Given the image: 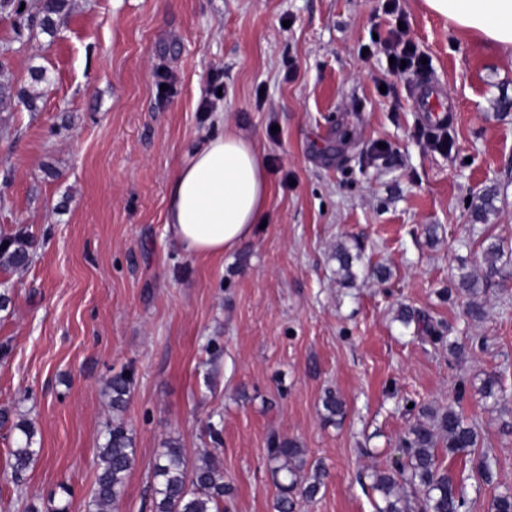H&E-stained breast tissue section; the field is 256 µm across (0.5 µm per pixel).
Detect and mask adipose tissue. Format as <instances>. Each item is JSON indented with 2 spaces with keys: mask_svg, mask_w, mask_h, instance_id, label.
Segmentation results:
<instances>
[{
  "mask_svg": "<svg viewBox=\"0 0 512 512\" xmlns=\"http://www.w3.org/2000/svg\"><path fill=\"white\" fill-rule=\"evenodd\" d=\"M455 28L512 49V0H424ZM271 182L253 138L228 125L188 150L169 180L165 230L192 256L213 257L254 237Z\"/></svg>",
  "mask_w": 512,
  "mask_h": 512,
  "instance_id": "adipose-tissue-1",
  "label": "adipose tissue"
}]
</instances>
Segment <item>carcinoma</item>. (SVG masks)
Instances as JSON below:
<instances>
[{
  "label": "carcinoma",
  "instance_id": "1",
  "mask_svg": "<svg viewBox=\"0 0 512 512\" xmlns=\"http://www.w3.org/2000/svg\"><path fill=\"white\" fill-rule=\"evenodd\" d=\"M65 2L67 0H0V13L12 20L15 39L19 40L37 18L44 32L54 33L53 16L61 12ZM15 98L28 109H37L38 95L15 93L9 81L1 80L0 104L10 103ZM361 251L362 246L357 241L351 245L346 242L336 245V275L341 282L356 278L353 267L361 260ZM502 255L499 243L492 241L486 245L483 249L485 276L500 272L497 262ZM33 257L34 243L27 235L16 233L0 238L1 265L24 270ZM459 291L466 297L464 316L473 321L483 319L486 310L478 301L479 278L461 277ZM398 318L406 326L418 322L425 342L433 346L444 342V336L431 319L417 317L407 307L401 308ZM131 386L132 376L126 371L113 375L107 384L112 426L106 430L104 443L98 448L100 464L87 502L88 512H113L135 466L134 436L122 416ZM322 407L323 418L328 422H340L345 417V402L331 389L324 392ZM12 428L17 436L10 450V475L11 481L19 486L40 449L36 448L35 427L24 415H17ZM440 445L446 448L448 455L454 456L477 446V432L465 424L451 406L441 409L419 407L418 416L400 441V465L392 469L374 468L365 474L371 489L378 493L382 502L377 512H466V485L456 481L454 475L442 466L436 452ZM266 463L277 490L276 512H297L300 502L314 499L326 484L325 467L320 463L307 465L306 450L275 431L267 438ZM473 465L481 482L491 483L493 467L489 453L478 457ZM150 477L152 512H224V497L230 494V486L224 482V467L219 456L212 452L191 465L177 442L169 441L158 452Z\"/></svg>",
  "mask_w": 512,
  "mask_h": 512
}]
</instances>
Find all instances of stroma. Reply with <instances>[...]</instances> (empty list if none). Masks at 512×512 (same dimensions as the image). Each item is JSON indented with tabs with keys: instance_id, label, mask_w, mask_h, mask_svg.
<instances>
[{
	"instance_id": "35a3bbf8",
	"label": "stroma",
	"mask_w": 512,
	"mask_h": 512,
	"mask_svg": "<svg viewBox=\"0 0 512 512\" xmlns=\"http://www.w3.org/2000/svg\"><path fill=\"white\" fill-rule=\"evenodd\" d=\"M448 110L452 152L425 144L415 77L380 50L383 0H68L56 33L15 40L0 14L4 73L38 93L0 109V234L35 243L26 270L0 266V408L25 414L41 453L22 485L6 479L14 433L0 425V512L65 499L86 512L112 421L105 385L133 372L123 419L136 464L116 512H149L164 442L188 460L218 450L229 512H274L270 432L329 476L298 512H375L360 473L393 466L410 422L403 399L455 407L478 444L448 456L455 475L496 459L470 512L512 491V52L399 0ZM215 110L202 111L204 100ZM233 124L271 177L265 228L201 259L168 238L169 178L186 148ZM358 239L386 279L340 284L332 250ZM503 274L467 320L462 269L484 239ZM462 344L423 343L400 306ZM496 375L503 396L478 388ZM346 403L325 422L326 389ZM221 440L213 442L211 429Z\"/></svg>"
}]
</instances>
